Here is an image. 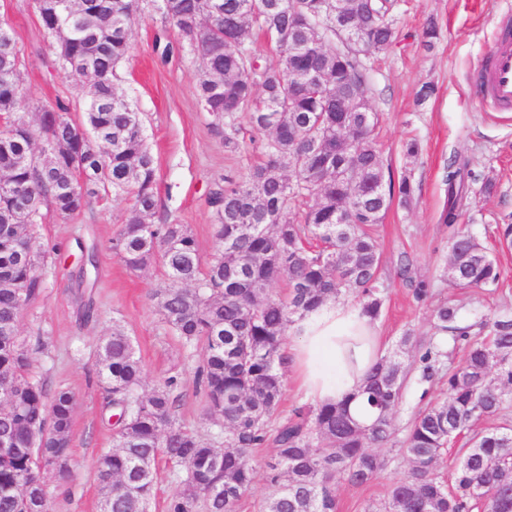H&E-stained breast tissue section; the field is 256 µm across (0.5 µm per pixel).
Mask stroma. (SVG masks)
<instances>
[{
    "mask_svg": "<svg viewBox=\"0 0 512 512\" xmlns=\"http://www.w3.org/2000/svg\"><path fill=\"white\" fill-rule=\"evenodd\" d=\"M0 17L8 23L20 50V79L36 106L69 103L80 118L84 103L72 98L71 84L60 72L32 0H0ZM434 19L440 37L433 49L421 43L427 19ZM397 40L389 50L365 57L368 97L380 114L377 129L382 158L394 176L410 175L415 186L410 207L392 203L375 235L380 244V283L385 303L377 324L386 350H394L409 329L428 333L432 314L442 302L458 305L460 321L476 324L504 311L512 312V251L500 249L496 226L512 218V112L474 102L471 83L494 43L500 21L512 22V0H398L393 14ZM161 11L143 0L132 32V50L114 80L119 94L141 112L156 165L158 224L186 225L202 258L214 253V212L207 197L215 183L254 164L249 148L236 154L211 132L212 116L196 95L198 58L177 31H170L179 51L161 59L155 36L163 27ZM433 83L435 97L417 103L422 84ZM416 139L420 152L406 158L404 144ZM468 164L469 196L461 222L495 254L501 270L497 291L462 290L444 277L448 262V228L439 221L448 204L443 181L450 155ZM491 194H480L486 179ZM130 203L110 195L67 218L47 215L40 228L42 242L56 252L43 271L45 288L24 312L19 332L31 347L33 370L50 388H67L75 396L71 430L72 457L66 480L48 476L51 512H99L96 478L98 456L113 446L112 425L103 406L106 393L95 366V350L113 324L131 337L145 369L144 390L178 376L184 399L176 415L180 423L212 435L217 431L204 414L196 391L202 352L185 348L172 336L150 296L165 287L161 264L135 273L110 249ZM409 258L410 279L430 282L433 295L417 302L410 279L398 274L401 258ZM97 316L82 319L86 302ZM387 465L372 481L337 487V512H365L384 499L390 485L404 477L408 466L391 445L381 450Z\"/></svg>",
    "mask_w": 512,
    "mask_h": 512,
    "instance_id": "obj_1",
    "label": "stroma"
}]
</instances>
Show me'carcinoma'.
Masks as SVG:
<instances>
[{
	"mask_svg": "<svg viewBox=\"0 0 512 512\" xmlns=\"http://www.w3.org/2000/svg\"><path fill=\"white\" fill-rule=\"evenodd\" d=\"M49 2L57 7L39 14L41 27L87 107L79 122L61 100L30 119L35 103L19 78V51L11 33L0 32V442L9 443L0 450V512H49L43 473L65 475L72 456L74 395L32 374L19 336L23 312L44 288L48 253L37 228L48 211L66 218L111 192L131 200L112 253L132 271L156 262L165 269L169 283L152 300L184 347L201 348L197 385L224 443L177 421L183 394L175 378L140 393L144 365L128 334L112 326L97 346L116 441L96 461L107 512H149L162 461L179 484L166 512H237L256 480L250 449L269 439L272 493L261 512H336L338 483L362 485L386 466L371 447L396 440L394 415L412 367L405 350L417 348L424 381L451 356L406 332L362 389L370 421L346 405L300 406L269 433L284 394L287 331L331 297L353 299L373 320L382 313L371 229L393 199L408 204L414 186L383 163L361 54L396 42L395 0H332V13L325 0H159L200 60L198 101L224 151L253 145L263 155L211 190L217 248L206 263L185 225L150 222L155 161L140 113L114 87L142 0ZM253 30L276 37V63L246 44ZM306 70L319 73V83L300 81ZM465 170L454 154L443 177L448 275L459 288H495V259L456 228ZM279 280L288 285L284 298L272 292ZM458 315L457 306L440 304L436 329L451 332L466 356L448 367L446 395L418 411L399 441L408 474L368 512H512V314L485 323L482 338L457 325ZM488 419L501 423L473 431ZM460 434L447 485L440 469Z\"/></svg>",
	"mask_w": 512,
	"mask_h": 512,
	"instance_id": "1",
	"label": "carcinoma"
}]
</instances>
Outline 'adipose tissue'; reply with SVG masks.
Wrapping results in <instances>:
<instances>
[{
    "label": "adipose tissue",
    "mask_w": 512,
    "mask_h": 512,
    "mask_svg": "<svg viewBox=\"0 0 512 512\" xmlns=\"http://www.w3.org/2000/svg\"><path fill=\"white\" fill-rule=\"evenodd\" d=\"M292 333L285 355L305 399L316 405L347 402L357 418L368 419L359 393L384 355L375 322L354 303L330 300L296 323Z\"/></svg>",
    "instance_id": "adipose-tissue-1"
}]
</instances>
